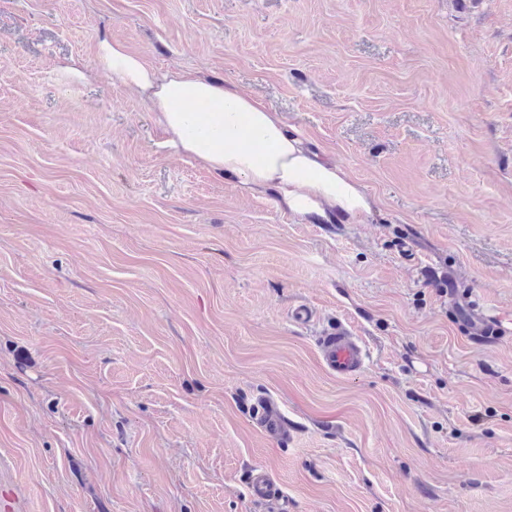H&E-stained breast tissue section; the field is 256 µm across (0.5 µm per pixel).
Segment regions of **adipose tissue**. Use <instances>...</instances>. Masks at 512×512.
I'll return each instance as SVG.
<instances>
[{
  "instance_id": "1",
  "label": "adipose tissue",
  "mask_w": 512,
  "mask_h": 512,
  "mask_svg": "<svg viewBox=\"0 0 512 512\" xmlns=\"http://www.w3.org/2000/svg\"><path fill=\"white\" fill-rule=\"evenodd\" d=\"M98 58L102 71L150 101L177 153L248 190H279L300 217L328 206L353 220L370 213L357 181L335 162L319 160L279 113L253 96L190 71L159 73L116 39L101 41Z\"/></svg>"
}]
</instances>
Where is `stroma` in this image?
<instances>
[{
	"mask_svg": "<svg viewBox=\"0 0 512 512\" xmlns=\"http://www.w3.org/2000/svg\"><path fill=\"white\" fill-rule=\"evenodd\" d=\"M106 37L257 96L372 213L301 219L174 153ZM452 278L512 312V0H0L15 512H512V335L462 333ZM319 348L324 366L336 375V378L355 377L365 366V344L341 322L336 323L321 336ZM254 420L256 425L270 435H282L286 432L285 417L281 410L264 400L255 406ZM248 490L252 498L263 501H272L278 498L280 493L269 474L262 469L252 471Z\"/></svg>",
	"mask_w": 512,
	"mask_h": 512,
	"instance_id": "35a3bbf8",
	"label": "stroma"
}]
</instances>
